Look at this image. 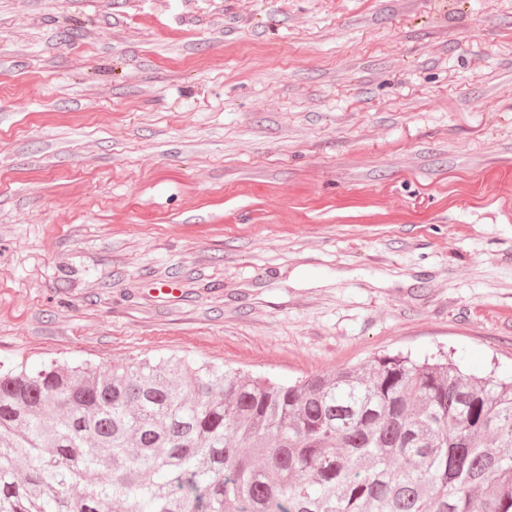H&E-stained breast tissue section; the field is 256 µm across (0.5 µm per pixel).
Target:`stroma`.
<instances>
[{
    "label": "stroma",
    "instance_id": "35a3bbf8",
    "mask_svg": "<svg viewBox=\"0 0 512 512\" xmlns=\"http://www.w3.org/2000/svg\"><path fill=\"white\" fill-rule=\"evenodd\" d=\"M512 373V0H0V363Z\"/></svg>",
    "mask_w": 512,
    "mask_h": 512
}]
</instances>
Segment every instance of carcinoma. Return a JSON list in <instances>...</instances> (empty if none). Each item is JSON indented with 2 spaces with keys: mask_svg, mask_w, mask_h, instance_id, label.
I'll use <instances>...</instances> for the list:
<instances>
[{
  "mask_svg": "<svg viewBox=\"0 0 512 512\" xmlns=\"http://www.w3.org/2000/svg\"><path fill=\"white\" fill-rule=\"evenodd\" d=\"M512 512V378L382 355L0 368V512Z\"/></svg>",
  "mask_w": 512,
  "mask_h": 512,
  "instance_id": "carcinoma-1",
  "label": "carcinoma"
}]
</instances>
